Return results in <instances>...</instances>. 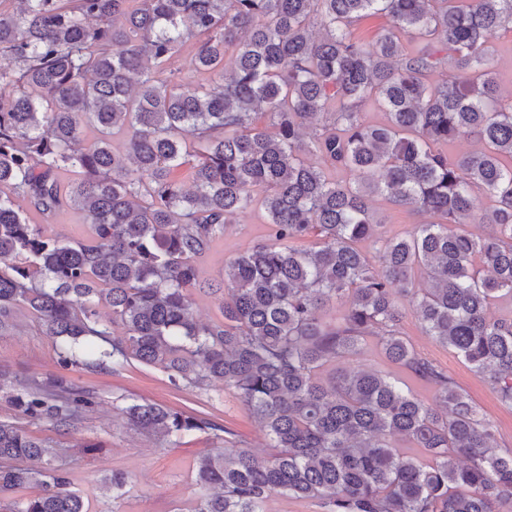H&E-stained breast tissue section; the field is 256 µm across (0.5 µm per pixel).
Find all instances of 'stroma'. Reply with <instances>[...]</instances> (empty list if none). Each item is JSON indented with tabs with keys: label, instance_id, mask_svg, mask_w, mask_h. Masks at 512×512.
Returning a JSON list of instances; mask_svg holds the SVG:
<instances>
[{
	"label": "stroma",
	"instance_id": "35a3bbf8",
	"mask_svg": "<svg viewBox=\"0 0 512 512\" xmlns=\"http://www.w3.org/2000/svg\"><path fill=\"white\" fill-rule=\"evenodd\" d=\"M266 218L260 209L234 216L223 239L217 241L201 262V277H222L224 265L238 253L264 241ZM404 337L426 357L441 365L453 381L466 390L489 421L500 449H512V406L498 398L490 384L480 378L452 348L426 336L414 315L402 324ZM362 366L407 383L413 394L425 403H433L431 386L409 379L405 371L388 361L375 340H368L358 356L341 358L325 366L324 375L336 368ZM0 369L19 379L43 380L59 374L51 339L28 313H20L19 328L0 338ZM68 380L90 391L96 401L92 412L82 419L73 433L56 431L43 422L26 423V430L65 447L70 455L63 462L73 490L80 492L89 512H192L199 493L194 463L217 445L203 432L185 437L176 445L159 449L155 437L132 429L121 409L128 403L147 400L191 414L205 413L211 420L237 433L241 447L266 454L268 440L259 424L251 418L229 392L175 391L161 368L133 364L118 373L72 370ZM87 441L102 444L95 456L83 455L79 447ZM119 471L129 475L126 494L113 498L103 480Z\"/></svg>",
	"mask_w": 512,
	"mask_h": 512
}]
</instances>
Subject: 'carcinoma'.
Here are the masks:
<instances>
[{
    "label": "carcinoma",
    "instance_id": "1",
    "mask_svg": "<svg viewBox=\"0 0 512 512\" xmlns=\"http://www.w3.org/2000/svg\"><path fill=\"white\" fill-rule=\"evenodd\" d=\"M18 3L0 11V85L14 89L0 97V336L25 310L63 370L116 373L135 361L179 391H232L268 456L183 410L121 408L163 444L225 434L196 463L192 512H265L278 493L326 512L512 504V450H497L467 392L399 331L407 303L426 335L512 404V318L490 313L512 299V92L490 63L493 38L512 33V0ZM375 14L388 24L374 42L354 39L352 26ZM192 40L194 67L213 74L206 84L172 68ZM445 65L456 77L432 81ZM369 104L384 122L365 119ZM460 138L476 146L442 150ZM183 165L188 187L172 176ZM61 170L78 178L65 184ZM374 196L408 210L413 232L384 235ZM479 203L476 235L467 226ZM254 205L267 239L221 280H201L199 261ZM68 207L85 213L88 239L52 232ZM418 275L429 283L419 293ZM193 288L218 302L221 320L196 317ZM332 301L343 310L327 323L319 311ZM370 338L434 388V404L374 370L321 377ZM8 386L25 417L57 431L94 405L63 374L20 387L0 374ZM67 453L0 421V499L38 488L6 512H88L54 465Z\"/></svg>",
    "mask_w": 512,
    "mask_h": 512
}]
</instances>
